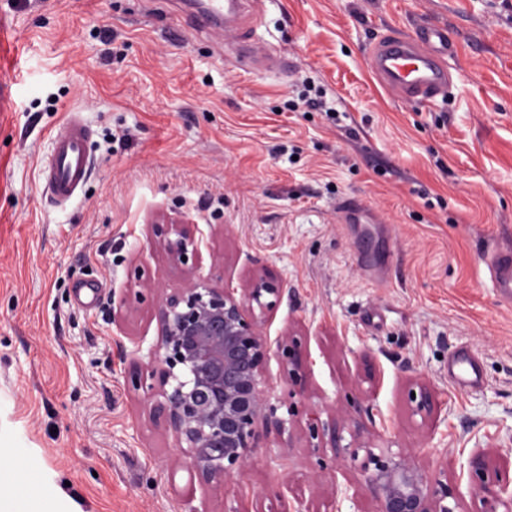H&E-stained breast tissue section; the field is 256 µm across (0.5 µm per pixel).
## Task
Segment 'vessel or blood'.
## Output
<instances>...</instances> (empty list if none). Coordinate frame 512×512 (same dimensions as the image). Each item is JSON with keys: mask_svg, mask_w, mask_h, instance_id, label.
<instances>
[{"mask_svg": "<svg viewBox=\"0 0 512 512\" xmlns=\"http://www.w3.org/2000/svg\"><path fill=\"white\" fill-rule=\"evenodd\" d=\"M186 20L195 30L232 28L238 17L252 8L251 0H192ZM448 32L430 24L413 33H390L369 51L372 69L383 89L395 98L414 103L435 101L447 94L452 76L446 62ZM89 131L76 114H69L52 138L53 151L46 169L53 199L70 201L86 182L90 170L87 149ZM357 269L374 287L387 283L386 270L375 250L356 254ZM493 287L502 301L512 303V248L497 249L487 262ZM448 380L464 391L480 389L484 378L474 357L464 347L453 350L448 360Z\"/></svg>", "mask_w": 512, "mask_h": 512, "instance_id": "1", "label": "vessel or blood"}]
</instances>
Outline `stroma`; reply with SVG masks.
<instances>
[{
	"instance_id": "stroma-1",
	"label": "stroma",
	"mask_w": 512,
	"mask_h": 512,
	"mask_svg": "<svg viewBox=\"0 0 512 512\" xmlns=\"http://www.w3.org/2000/svg\"><path fill=\"white\" fill-rule=\"evenodd\" d=\"M171 3L0 0V424L69 512H271L281 490L310 512H376L329 432L310 438L311 413L446 470L473 512L475 446L512 461V304L484 262L512 247V0H257L244 25L259 69ZM424 21L448 30L454 84L404 102L368 51ZM308 89L333 115L292 111ZM71 109L93 172L59 206L42 168ZM346 197L367 206L361 223L343 224ZM181 216L201 248L190 274L154 234ZM383 240L376 288L354 256ZM257 269L284 286L262 325V388L287 426L217 489L126 377L154 357L164 295L191 275L239 288ZM288 335L306 381L295 398ZM458 346L481 366L477 391L448 380ZM421 385L428 415L408 398ZM281 356L288 365L286 384L288 386V395L297 396V394L304 391V377L298 369L299 365V352L298 343L294 339H286L278 345ZM289 366L292 368L290 369Z\"/></svg>"
}]
</instances>
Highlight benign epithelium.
Segmentation results:
<instances>
[{
  "label": "benign epithelium",
  "instance_id": "benign-epithelium-1",
  "mask_svg": "<svg viewBox=\"0 0 512 512\" xmlns=\"http://www.w3.org/2000/svg\"><path fill=\"white\" fill-rule=\"evenodd\" d=\"M154 228L170 259L186 267L188 280L162 299L154 361L133 371L128 382L154 401V412L165 417L193 472L220 489L253 459L258 425L278 435L285 430L263 396L268 347L254 312L257 306L264 316L272 313L282 288L266 272L254 273L240 290L211 287L194 278L200 249L189 225L171 218ZM278 349L290 366L288 395L302 393L297 341L287 339ZM409 399L416 412L431 411L425 389L409 390ZM330 440L332 449L343 450L364 473L378 512H461V496L443 472L428 474L401 453L377 454L358 433L345 445L334 431ZM469 466L477 479L479 512H512L509 469L489 466L478 450Z\"/></svg>",
  "mask_w": 512,
  "mask_h": 512
}]
</instances>
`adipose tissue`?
Returning <instances> with one entry per match:
<instances>
[{
  "instance_id": "adipose-tissue-1",
  "label": "adipose tissue",
  "mask_w": 512,
  "mask_h": 512,
  "mask_svg": "<svg viewBox=\"0 0 512 512\" xmlns=\"http://www.w3.org/2000/svg\"><path fill=\"white\" fill-rule=\"evenodd\" d=\"M56 486L25 443L0 429V512H36V501L56 502Z\"/></svg>"
}]
</instances>
